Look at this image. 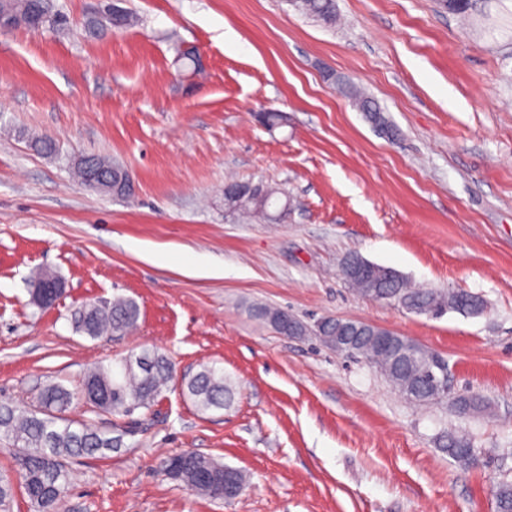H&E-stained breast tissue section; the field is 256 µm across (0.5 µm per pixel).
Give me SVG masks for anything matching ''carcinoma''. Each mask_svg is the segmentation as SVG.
<instances>
[{"mask_svg":"<svg viewBox=\"0 0 512 512\" xmlns=\"http://www.w3.org/2000/svg\"><path fill=\"white\" fill-rule=\"evenodd\" d=\"M301 13L315 21L329 25L336 20L335 0H291ZM47 0H3L1 7L21 12L42 14L39 7ZM342 92L356 104L372 106L366 113L368 121L388 137L399 135L385 113L371 97L358 88L344 84ZM240 183L224 186V203L242 215H265L282 201L278 191L262 186L254 195L236 193ZM346 282L360 294L376 301L397 305L406 311L440 318L449 311L460 314L482 312L484 302L476 294L466 291L435 292L413 288L392 268L376 265L369 273L353 276L341 268ZM254 315L267 322L275 331L290 317L285 310L258 305ZM137 303L126 298L111 302L85 304L74 313L76 332L90 339L109 334L122 335L132 330L139 320ZM347 342L337 352L361 356L373 364L407 399L431 404L448 397L443 377L436 374L435 354L421 345L372 324L342 318H327L320 341L328 347ZM150 364L147 372L139 370L135 355L111 364H96L86 375L83 393L87 402L102 412L129 413L136 408H149L173 379L170 359L156 350L141 352ZM183 391L196 408L205 413L231 404L234 390L224 378V372L204 367L183 383ZM72 393L60 384L46 386L40 394V406L32 409L8 401H0V435L18 449L21 484L39 512H62L63 501L70 483L64 461L68 458H93L122 445L121 436L112 437L96 424L73 420L64 416L71 404ZM458 408L464 412H484L488 406L475 396H460ZM448 456L463 466H470L477 458L469 438L455 432L448 433ZM184 464L175 473L174 480L189 489L214 499L224 498V488L234 491L244 487L243 475L204 456L180 454ZM497 512H512V483H502L494 491Z\"/></svg>","mask_w":512,"mask_h":512,"instance_id":"cac0c4a2","label":"carcinoma"}]
</instances>
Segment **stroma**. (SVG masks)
Returning a JSON list of instances; mask_svg holds the SVG:
<instances>
[{"label":"stroma","instance_id":"35a3bbf8","mask_svg":"<svg viewBox=\"0 0 512 512\" xmlns=\"http://www.w3.org/2000/svg\"><path fill=\"white\" fill-rule=\"evenodd\" d=\"M57 5L64 30L0 33V400L34 405L59 382L68 418L122 434L70 460L65 512H496L512 482V0L463 14L336 0L331 26L288 0H123L135 24L103 36L85 27L97 0ZM340 79L378 102L398 142ZM266 112L287 121L268 127ZM88 155L121 164L134 199L75 181ZM231 179L287 190L291 212L225 214ZM353 252L486 309L431 319L363 297L339 274ZM45 270L64 284L49 307L31 299ZM116 297L138 303L134 330L75 332L77 308ZM253 304L406 336L447 361L453 395L489 409L410 402L365 359L251 318ZM146 349L175 366L151 409L92 410L86 372ZM205 366L232 381L231 407L202 413L183 394ZM452 431L476 465L445 453ZM186 451L242 471V493L169 479L163 460Z\"/></svg>","mask_w":512,"mask_h":512}]
</instances>
